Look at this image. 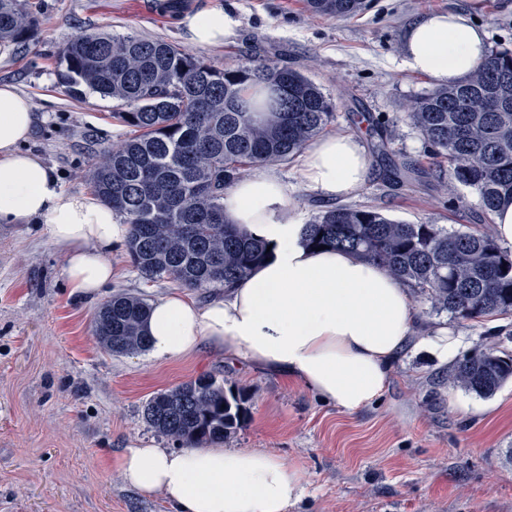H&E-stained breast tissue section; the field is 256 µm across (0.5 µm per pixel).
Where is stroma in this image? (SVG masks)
<instances>
[{
    "label": "stroma",
    "mask_w": 512,
    "mask_h": 512,
    "mask_svg": "<svg viewBox=\"0 0 512 512\" xmlns=\"http://www.w3.org/2000/svg\"><path fill=\"white\" fill-rule=\"evenodd\" d=\"M165 0H23L39 30L27 45L0 47V83L26 94L37 116L26 147L65 192L92 193L98 156L129 129L115 100L71 97L58 82L60 49L82 33L161 38L217 66L252 57L300 70L335 105L329 132L365 146L370 176L350 203L410 224L479 229L478 197L431 166L404 110L433 83L404 62L410 23L426 12L466 10L470 0H373L343 19L315 16L303 0H182L184 12H231L233 36L219 50L186 42ZM475 21L490 47L512 48V0H482ZM414 163L423 181L396 183L377 159ZM112 283L96 297L71 296L64 256L41 224H0V512H172L163 495L127 485L119 461L129 448L173 449L143 418L156 393L212 375L244 388L245 427L228 448L269 452L299 470L305 486L290 512H512V382L489 398L449 386V361L421 338L439 327L461 351L512 353V314L458 321L419 308V324L378 402L354 414L321 401L299 381L225 361L202 344L175 362L150 352L115 355L93 333L96 310L113 294L154 302L176 292L148 280L127 250L113 251Z\"/></svg>",
    "instance_id": "stroma-1"
}]
</instances>
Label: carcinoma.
<instances>
[{"label": "carcinoma", "mask_w": 512, "mask_h": 512, "mask_svg": "<svg viewBox=\"0 0 512 512\" xmlns=\"http://www.w3.org/2000/svg\"><path fill=\"white\" fill-rule=\"evenodd\" d=\"M312 15L348 18L366 0H305ZM38 19L22 0H0V43L34 40ZM60 80L74 96L92 90L121 103L130 128L94 164L91 184L129 225L127 251L147 280L191 290H229L269 256L260 239L224 221V194L250 166L286 162L319 136L334 104L300 71L256 59L227 69L163 39L84 34L59 52ZM408 118L453 181L474 189L485 221L512 197V51L493 49L465 81L409 101ZM378 155L389 175L412 172ZM311 247L347 250L414 292L433 312L479 321L512 314V252L490 228L450 232L406 224L372 206L328 207L305 225ZM150 305L123 293L95 316L111 353L149 348ZM512 380V356L472 349L448 371L455 387L482 397ZM248 398L225 380L202 376L154 395L144 418L182 448L222 443L244 427Z\"/></svg>", "instance_id": "obj_1"}]
</instances>
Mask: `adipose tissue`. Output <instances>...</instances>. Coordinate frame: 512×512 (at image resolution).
<instances>
[{
  "mask_svg": "<svg viewBox=\"0 0 512 512\" xmlns=\"http://www.w3.org/2000/svg\"><path fill=\"white\" fill-rule=\"evenodd\" d=\"M189 44L217 48L236 25L203 10L179 20ZM488 51L486 31L469 13L431 12L407 29L406 66L439 86L465 80ZM36 121L29 99L0 84V224L45 225L65 259L71 293L90 297L112 282L110 255L128 226L98 198L65 192L25 144ZM298 178L324 200L356 196L369 178L365 149L353 135L321 138L300 157ZM224 218L271 248L269 261L224 296L200 305L175 293L151 305L146 332L164 361L210 341L226 356L303 382L323 401L356 413L380 398L419 318L406 285L354 254L308 249L289 189L255 167L224 196ZM125 482L160 492L174 512H288L304 497L295 467L248 448H130Z\"/></svg>",
  "mask_w": 512,
  "mask_h": 512,
  "instance_id": "1",
  "label": "adipose tissue"
}]
</instances>
